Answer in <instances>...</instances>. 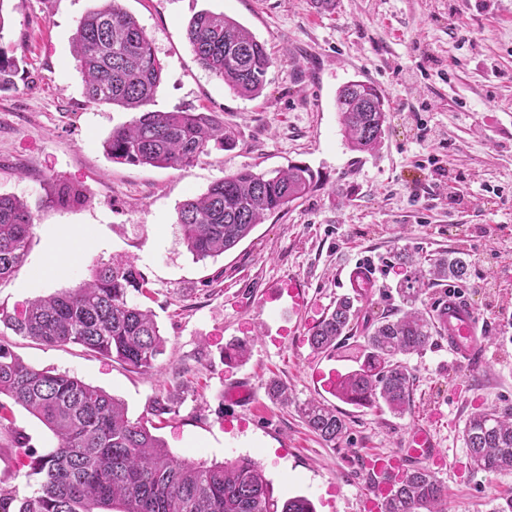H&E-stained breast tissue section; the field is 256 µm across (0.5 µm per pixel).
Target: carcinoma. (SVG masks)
<instances>
[{"instance_id": "1", "label": "carcinoma", "mask_w": 512, "mask_h": 512, "mask_svg": "<svg viewBox=\"0 0 512 512\" xmlns=\"http://www.w3.org/2000/svg\"><path fill=\"white\" fill-rule=\"evenodd\" d=\"M186 37L199 64L244 98L260 96L274 58L244 25L220 12L201 11L188 22ZM82 75L83 96L92 107L116 106L135 113L104 141L113 160L179 169L208 154L211 144L232 147L224 126L205 112L154 111L163 64L152 41L119 0H97L71 38ZM18 73L14 57L0 46V89ZM336 109L349 148L372 153L382 145L388 122L384 95L374 84L351 80L336 92ZM312 169L292 164L258 172L243 167L213 182L207 191L181 203L177 224L197 261L236 247L255 226L317 186ZM79 191L59 186L51 202L68 206ZM35 218L25 201L0 195V280L24 264ZM397 259L410 275L397 288L401 306L366 328L356 367L345 372L336 397L358 407L379 403L395 414L409 409L416 382L402 358L433 346L437 326L416 307L423 287L469 275V261L442 252L425 261L407 252ZM147 282L131 261L99 262L76 288L29 302L16 315L0 311V323L14 334L46 345H80L104 358L148 374L154 371L165 339L154 315L128 301ZM361 295L336 298L333 309L308 331L316 351L330 354L352 337ZM10 398L38 419L55 443L28 455L27 476L37 477L29 494L0 486V512H315L305 496L284 502L274 497L263 468L251 457L224 463H196L173 454L147 421L132 420L117 398L66 372L37 369L0 344V397ZM170 394L149 404L156 417L176 413ZM304 422L327 443H336L346 423L336 408L317 399L298 406ZM463 439L473 468L512 471V408L473 414ZM445 492L435 472L414 469L403 477L386 512H445Z\"/></svg>"}]
</instances>
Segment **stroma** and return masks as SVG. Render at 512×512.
<instances>
[{
    "instance_id": "35a3bbf8",
    "label": "stroma",
    "mask_w": 512,
    "mask_h": 512,
    "mask_svg": "<svg viewBox=\"0 0 512 512\" xmlns=\"http://www.w3.org/2000/svg\"><path fill=\"white\" fill-rule=\"evenodd\" d=\"M144 26L164 64L152 107L209 112L233 138L229 149L183 169L135 166L109 158L103 142L129 122L119 107H90L71 37L95 0H5L0 44L18 61L14 86L0 91V194L20 197L35 216L25 266L0 281V310L78 287L99 261H133L149 290L133 294L166 339L156 368L141 374L78 345L49 346L0 326V343L25 363L69 372L120 399L128 416L151 399L177 392L178 412L156 431L168 448L208 463L256 458L276 497H308L316 512H365V462L401 447L415 425H429L443 463L433 470L448 491V512H492L512 496V472L474 471L462 431L479 411L512 407V0H119ZM225 13L265 43L275 63L262 95L234 94L197 62L186 27L199 11ZM368 80L385 94L391 121L382 148L351 150L341 132L336 92ZM308 165L318 186L288 211L270 216L223 256L194 260L177 208L215 181L250 166L270 172ZM82 191L67 207L47 198L51 185ZM95 242L58 278L28 269L63 233ZM462 252V281L439 282L422 295L433 311L449 291L469 299L484 325L477 369L453 364L445 339L405 362L417 377L411 406L396 416L323 397L346 422L328 444L311 432L296 405L319 397L312 380L322 353L309 329L347 294L342 270L365 261L376 284L363 308L376 320L399 304L407 272L396 250ZM297 277L308 308L288 324L281 344L264 338L265 286ZM253 340L249 359L224 360L229 343ZM250 377L256 407L223 398L226 380ZM285 385L288 405L267 395ZM0 431V483L30 492L24 451L53 441L21 406ZM25 448H16L13 434Z\"/></svg>"
}]
</instances>
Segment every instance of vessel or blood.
<instances>
[{"mask_svg":"<svg viewBox=\"0 0 512 512\" xmlns=\"http://www.w3.org/2000/svg\"><path fill=\"white\" fill-rule=\"evenodd\" d=\"M346 279L351 288L364 294L375 286L370 267L362 262L347 270ZM263 301L284 317L301 313L307 307L305 284L294 277L269 284L263 292ZM435 318L441 334L448 338V349L454 361L471 368L477 367L484 344L483 327L476 307L452 293L447 302L438 305ZM340 375L335 358L330 357L315 366L312 380L319 390L332 395L336 392ZM254 399L255 392L248 379H236L224 387L225 402L246 405ZM436 454L437 442L432 429L417 425L411 428L404 448L393 454H379L369 459V493L364 501L366 512H384L394 481L405 474L407 465L427 460Z\"/></svg>","mask_w":512,"mask_h":512,"instance_id":"vessel-or-blood-1","label":"vessel or blood"}]
</instances>
